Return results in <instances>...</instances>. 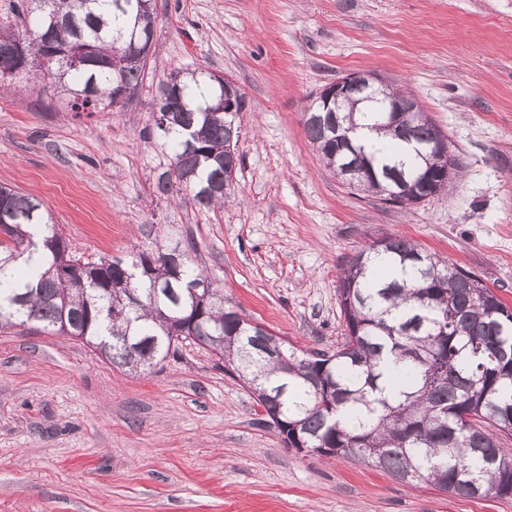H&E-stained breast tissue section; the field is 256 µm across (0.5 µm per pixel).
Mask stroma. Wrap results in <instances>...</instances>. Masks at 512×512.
Returning <instances> with one entry per match:
<instances>
[{
	"instance_id": "1",
	"label": "stroma",
	"mask_w": 512,
	"mask_h": 512,
	"mask_svg": "<svg viewBox=\"0 0 512 512\" xmlns=\"http://www.w3.org/2000/svg\"><path fill=\"white\" fill-rule=\"evenodd\" d=\"M139 93L76 115L39 76L0 97V185L42 200L86 258L192 237L246 319L305 350L345 334L338 280L402 236L473 271L512 306V0H155ZM203 69L245 97L223 208L156 193L157 88ZM406 87L448 139L447 193L385 204L327 171L302 114L352 72ZM0 512H512L367 464L286 448L205 347L131 373L53 332L0 329Z\"/></svg>"
}]
</instances>
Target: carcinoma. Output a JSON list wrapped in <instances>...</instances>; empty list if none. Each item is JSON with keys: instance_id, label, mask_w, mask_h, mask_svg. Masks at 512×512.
I'll use <instances>...</instances> for the list:
<instances>
[{"instance_id": "1", "label": "carcinoma", "mask_w": 512, "mask_h": 512, "mask_svg": "<svg viewBox=\"0 0 512 512\" xmlns=\"http://www.w3.org/2000/svg\"><path fill=\"white\" fill-rule=\"evenodd\" d=\"M13 17L0 24V45L38 48L43 80L71 110L114 109L119 84L135 97L145 66L123 65L117 55L154 28L153 0H21ZM25 74L19 57L0 55V88L20 87ZM169 79L179 106L154 119L169 160L156 186L221 207L239 165L238 126L221 106V76L194 70ZM385 99L415 111L393 126L382 104L355 95L335 114L304 112V126L335 176L345 182L349 168L363 169L349 187L382 196L398 181L402 197L392 205L412 206L447 189L429 185L437 158L423 150L441 130L405 89L392 83ZM332 116L345 134L340 145L328 140ZM361 129L388 141L374 148L357 137ZM385 241L355 254L340 276L341 345L307 355L244 318L186 247L178 273L162 249L138 253L132 261L150 262V275L118 288L125 262L70 252L36 196L0 185V326L33 319L135 372L193 342L230 366L281 440L303 444L305 456L359 459L455 496L512 497V450L495 437L512 431V308L474 273L403 237ZM38 250L46 265L33 283L21 261ZM199 285L207 291L202 305L192 294ZM387 355L408 365L405 385L391 386Z\"/></svg>"}]
</instances>
